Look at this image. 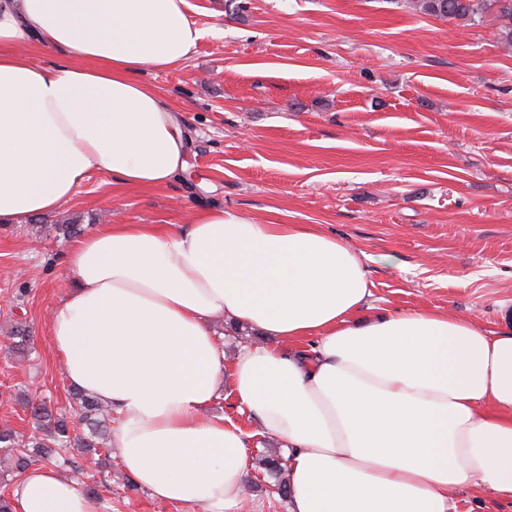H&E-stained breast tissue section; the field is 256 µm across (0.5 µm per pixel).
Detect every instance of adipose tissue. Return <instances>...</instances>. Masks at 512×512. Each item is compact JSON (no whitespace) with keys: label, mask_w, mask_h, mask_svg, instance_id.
Masks as SVG:
<instances>
[{"label":"adipose tissue","mask_w":512,"mask_h":512,"mask_svg":"<svg viewBox=\"0 0 512 512\" xmlns=\"http://www.w3.org/2000/svg\"><path fill=\"white\" fill-rule=\"evenodd\" d=\"M188 0H0V224L57 210L93 173L167 187L182 116L140 80L193 53ZM34 41L56 55L37 65ZM49 330L66 382L115 418L124 471L153 497L237 512L257 437L286 450L288 512H458L512 501V334L429 309L372 312L362 256L315 224L204 208L185 224H100L72 240ZM260 342L225 360L210 323ZM257 422L211 414L219 392ZM14 512H99L30 468ZM459 512H512V502L492 500L474 490H463L457 494Z\"/></svg>","instance_id":"1"}]
</instances>
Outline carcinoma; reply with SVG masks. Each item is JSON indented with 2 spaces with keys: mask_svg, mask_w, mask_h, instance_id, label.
<instances>
[{
  "mask_svg": "<svg viewBox=\"0 0 512 512\" xmlns=\"http://www.w3.org/2000/svg\"><path fill=\"white\" fill-rule=\"evenodd\" d=\"M420 11L448 21L480 22L492 17L500 43L512 47V0H418ZM80 421L90 427L89 436L80 439L82 448H98L105 444L106 424L111 411L98 400L81 392L72 393ZM32 417L41 425L43 437L19 438L11 431L0 432V446L9 449L14 459V470L21 474L34 462V458H49L55 447L67 446L71 435L68 421L57 417L42 403L31 405ZM258 464L281 490L280 499L288 498L287 459L279 455H263Z\"/></svg>",
  "mask_w": 512,
  "mask_h": 512,
  "instance_id": "cac0c4a2",
  "label": "carcinoma"
}]
</instances>
